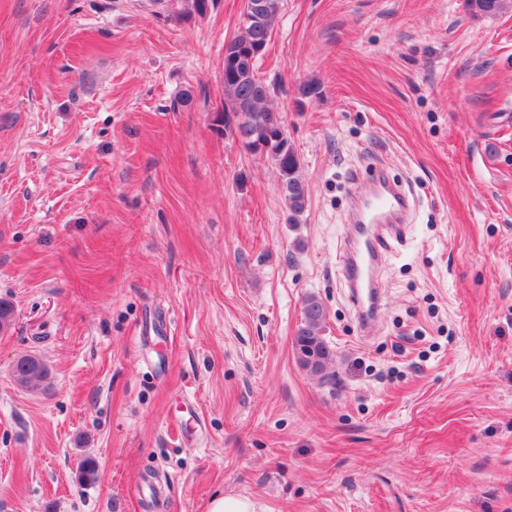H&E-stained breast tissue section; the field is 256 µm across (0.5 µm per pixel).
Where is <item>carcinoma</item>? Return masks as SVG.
Wrapping results in <instances>:
<instances>
[{
    "label": "carcinoma",
    "mask_w": 512,
    "mask_h": 512,
    "mask_svg": "<svg viewBox=\"0 0 512 512\" xmlns=\"http://www.w3.org/2000/svg\"><path fill=\"white\" fill-rule=\"evenodd\" d=\"M470 15L495 16L512 9V0H465ZM283 0H248L240 32L224 45V112L218 126L232 132L242 146L271 158L279 173V189L295 221L307 206L308 188L301 173L299 154L288 139L270 128L273 111L266 105L269 85L258 75V60L265 54ZM327 309L322 300L308 294L303 299L302 319L293 340L300 367L336 383L328 372L335 353L324 339ZM17 385L31 387L50 379L51 371L37 355L19 357L12 367Z\"/></svg>",
    "instance_id": "carcinoma-1"
}]
</instances>
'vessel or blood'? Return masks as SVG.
<instances>
[{"mask_svg":"<svg viewBox=\"0 0 512 512\" xmlns=\"http://www.w3.org/2000/svg\"><path fill=\"white\" fill-rule=\"evenodd\" d=\"M406 192L384 173L355 180L347 232L338 262L348 300L364 334L377 325L385 298L380 271L385 253L409 228Z\"/></svg>","mask_w":512,"mask_h":512,"instance_id":"vessel-or-blood-1","label":"vessel or blood"}]
</instances>
